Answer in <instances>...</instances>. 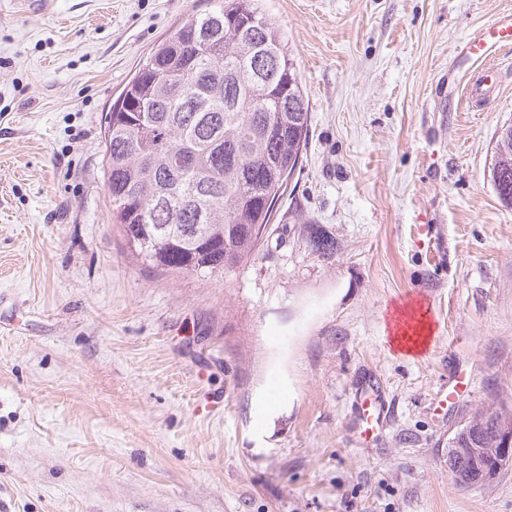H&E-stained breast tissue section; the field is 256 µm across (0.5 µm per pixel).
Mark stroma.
I'll return each instance as SVG.
<instances>
[{
	"mask_svg": "<svg viewBox=\"0 0 512 512\" xmlns=\"http://www.w3.org/2000/svg\"><path fill=\"white\" fill-rule=\"evenodd\" d=\"M257 4L309 135L258 254L210 278L129 254L103 165L113 97L206 0L0 15V512H512V466L466 489L446 466L462 419L512 406V206L490 178L512 50L461 51L512 0ZM400 302L432 326L411 358ZM371 381L388 425L363 445Z\"/></svg>",
	"mask_w": 512,
	"mask_h": 512,
	"instance_id": "stroma-1",
	"label": "stroma"
}]
</instances>
